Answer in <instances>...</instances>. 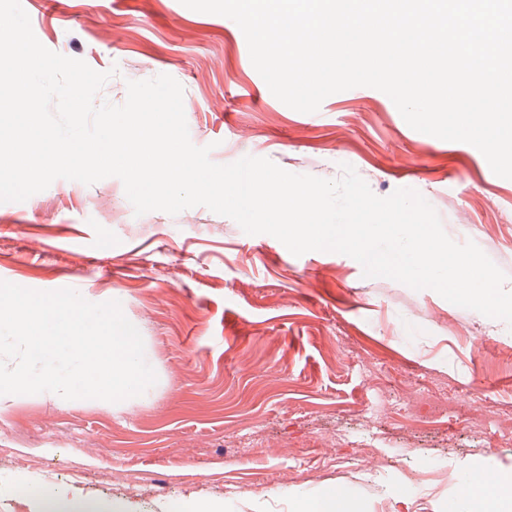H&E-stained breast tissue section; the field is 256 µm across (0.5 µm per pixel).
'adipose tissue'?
Segmentation results:
<instances>
[{
    "label": "adipose tissue",
    "instance_id": "1",
    "mask_svg": "<svg viewBox=\"0 0 512 512\" xmlns=\"http://www.w3.org/2000/svg\"><path fill=\"white\" fill-rule=\"evenodd\" d=\"M452 502L454 512H512V478L478 472L457 485Z\"/></svg>",
    "mask_w": 512,
    "mask_h": 512
}]
</instances>
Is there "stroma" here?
Masks as SVG:
<instances>
[{"label":"stroma","mask_w":512,"mask_h":512,"mask_svg":"<svg viewBox=\"0 0 512 512\" xmlns=\"http://www.w3.org/2000/svg\"><path fill=\"white\" fill-rule=\"evenodd\" d=\"M37 39L184 88L190 139L230 164L264 157L372 192L421 193L512 291V180L474 146L412 129L370 87L301 113L251 63L239 26L180 0H21ZM0 280L119 301L158 380L118 403L0 396V512L43 492L108 512H296L340 487L373 512H448L465 475L512 471V327L435 291L367 278L334 252L293 255L198 206L138 216L120 179H64L0 204Z\"/></svg>","instance_id":"obj_1"}]
</instances>
